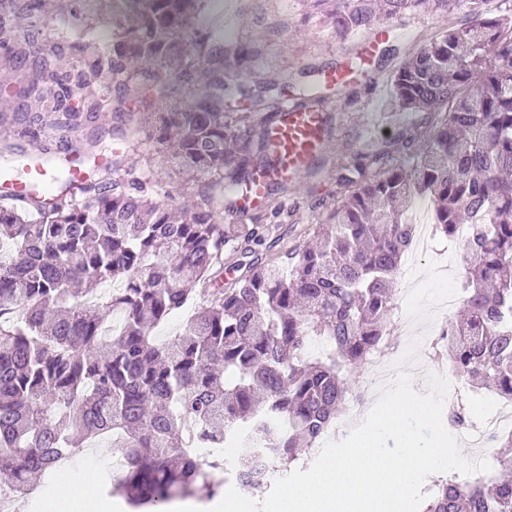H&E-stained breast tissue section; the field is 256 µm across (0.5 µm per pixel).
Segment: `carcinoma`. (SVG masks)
<instances>
[{
	"label": "carcinoma",
	"instance_id": "carcinoma-1",
	"mask_svg": "<svg viewBox=\"0 0 512 512\" xmlns=\"http://www.w3.org/2000/svg\"><path fill=\"white\" fill-rule=\"evenodd\" d=\"M12 13L44 12V0H10ZM86 0H58L80 26ZM327 17L344 38L380 16L396 19L425 0H333ZM475 23L438 33L390 77L391 102L430 128L400 139L413 173L378 155L349 178L354 190L332 210L312 247L278 252L279 224H225L253 169L269 171L268 145L280 114L269 92L293 86L250 72L237 91L251 108L233 121L224 110L226 77L261 49L224 42L202 58L188 102L154 113L162 153L201 183L204 206L190 209L154 197L151 179L109 177L63 186L48 203L31 193L0 206V489L31 491L30 477H53L58 462L101 437L124 460V478L105 486L136 509L224 487L196 448H237L239 482L262 491L250 473L255 450L288 467L336 425L354 391L350 375L388 335L393 288L414 225L406 212L419 196L434 210L435 232L452 238L471 225L463 245L465 320L452 321L434 344L466 391L487 388L512 401V12L492 0H466ZM207 0H112V49L83 43L80 66H67L31 31L0 26L14 45L7 69L30 55L35 69L0 81L36 99L32 124L80 128L101 110L77 99L92 84L123 104L143 94L129 60L186 70L182 35ZM317 85L301 89L297 107L322 110ZM121 137L134 140L142 112L125 113ZM239 257L224 286V251ZM119 282L106 294L87 287ZM212 288L183 333L165 342L152 330L187 307L197 287ZM332 350L308 355L309 337ZM448 426L476 421L467 397L448 404ZM498 475L435 482L421 512H512V434L493 439Z\"/></svg>",
	"mask_w": 512,
	"mask_h": 512
}]
</instances>
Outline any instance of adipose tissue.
Returning <instances> with one entry per match:
<instances>
[{
	"mask_svg": "<svg viewBox=\"0 0 512 512\" xmlns=\"http://www.w3.org/2000/svg\"><path fill=\"white\" fill-rule=\"evenodd\" d=\"M97 458L88 455L81 472L69 467L58 471L57 491L43 502L44 512H108L107 504L98 496Z\"/></svg>",
	"mask_w": 512,
	"mask_h": 512,
	"instance_id": "obj_1",
	"label": "adipose tissue"
}]
</instances>
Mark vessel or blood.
<instances>
[{"label":"vessel or blood","mask_w":512,"mask_h":512,"mask_svg":"<svg viewBox=\"0 0 512 512\" xmlns=\"http://www.w3.org/2000/svg\"><path fill=\"white\" fill-rule=\"evenodd\" d=\"M389 32V26L385 25L373 36L364 39L355 63L329 74V81L341 84L355 74L366 73L379 43ZM281 112L280 120L269 131L270 146L277 164L273 170L252 177L241 187L240 207L235 214L237 222H247L252 208L264 200L271 180L295 179L309 169L325 146L329 127L324 113L299 110L289 100L283 102ZM56 180L54 165L39 162L23 164L18 174L1 171L0 201L19 200L29 192L31 186H50Z\"/></svg>","instance_id":"vessel-or-blood-1"}]
</instances>
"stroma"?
Listing matches in <instances>:
<instances>
[{
    "label": "stroma",
    "instance_id": "1",
    "mask_svg": "<svg viewBox=\"0 0 512 512\" xmlns=\"http://www.w3.org/2000/svg\"><path fill=\"white\" fill-rule=\"evenodd\" d=\"M86 8L92 23L80 37L65 13L50 18L17 19L10 15L6 21L33 30L40 41L57 45L65 61L75 64L81 57L77 39L94 42L102 49L112 45L111 28L98 20L107 10L104 0H88ZM327 10V5L318 4L317 0H222L218 5L209 4L200 21L203 29L230 32L232 40L241 45H260L261 53L254 58L252 69L268 76L284 70L310 72L321 85L324 108L331 115L333 130L328 146L314 160L310 172L289 183L286 193L266 196L251 213L252 223L269 224L276 220L283 225L285 235L280 247L284 250L307 246L315 239L327 213L349 194L351 187L341 176L356 162L386 150L394 165L410 168V161L394 151L393 142L401 129L419 126L420 119L409 112L391 110L389 78L409 57L429 45L439 31L463 28L473 22L464 7L447 13L429 5L406 14L394 20L390 35L380 44L370 79H355L339 87L328 83L327 76L354 62L364 33L359 30L338 38L324 20ZM29 129L25 121L0 125V140L14 147L13 152L0 155V167L19 166L22 159L38 152L48 157L65 151L67 132L45 128L33 140ZM135 153V170L114 169L111 177L146 175L151 178L158 199L198 204L196 183L187 181L174 163L158 152L151 128L140 132ZM275 209L280 212L276 218L271 215ZM408 278L420 283L409 308V322L414 334L422 338L413 387L423 392L427 389L426 373L444 375L450 367L448 358L435 354L433 343L458 313L439 309L436 298L442 291L461 289L463 266L459 244L436 237L417 269H399L397 283Z\"/></svg>",
    "mask_w": 512,
    "mask_h": 512
}]
</instances>
